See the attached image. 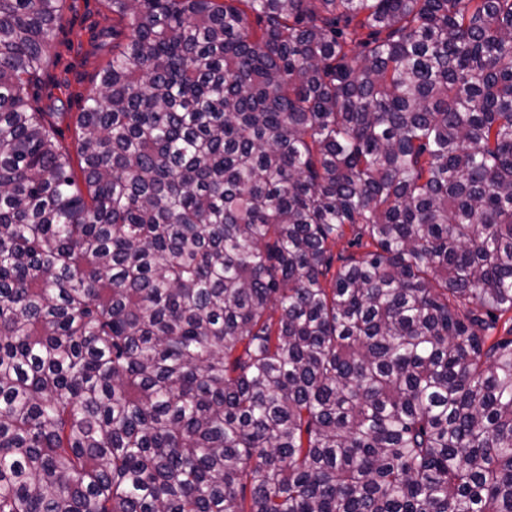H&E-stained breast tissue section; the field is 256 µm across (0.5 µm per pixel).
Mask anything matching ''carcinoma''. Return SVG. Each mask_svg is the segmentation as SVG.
Wrapping results in <instances>:
<instances>
[{"instance_id":"cac0c4a2","label":"carcinoma","mask_w":512,"mask_h":512,"mask_svg":"<svg viewBox=\"0 0 512 512\" xmlns=\"http://www.w3.org/2000/svg\"><path fill=\"white\" fill-rule=\"evenodd\" d=\"M64 2L0 0V512H512V0H104L84 193ZM107 14L110 15L101 0H67L49 51L47 74L38 89L40 106L45 112H68L58 126L63 130L62 145L75 161L80 187L83 186L72 117L98 92L96 74L109 55L104 51L92 52L89 30Z\"/></svg>"}]
</instances>
